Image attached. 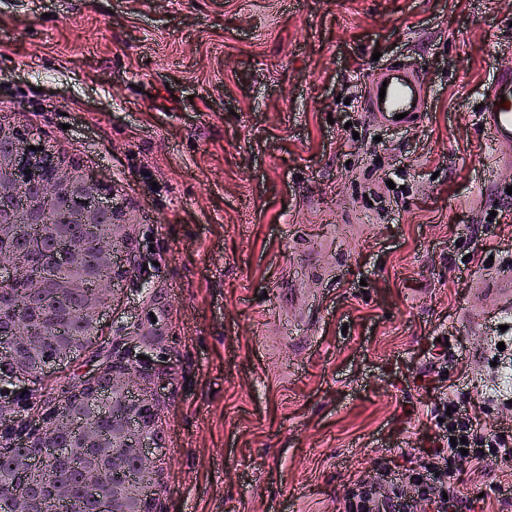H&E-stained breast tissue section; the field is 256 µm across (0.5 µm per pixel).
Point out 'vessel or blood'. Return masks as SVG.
I'll list each match as a JSON object with an SVG mask.
<instances>
[{
    "instance_id": "1",
    "label": "vessel or blood",
    "mask_w": 512,
    "mask_h": 512,
    "mask_svg": "<svg viewBox=\"0 0 512 512\" xmlns=\"http://www.w3.org/2000/svg\"><path fill=\"white\" fill-rule=\"evenodd\" d=\"M429 88L424 77L405 63L389 67L381 77L369 81L363 104L373 123L394 125L395 115H402L403 125L414 124L429 108ZM481 126L500 146L512 145V70L499 73L481 114ZM479 291H493L503 306L512 307V273L503 272L493 279L478 281Z\"/></svg>"
}]
</instances>
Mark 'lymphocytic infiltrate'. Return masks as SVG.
Instances as JSON below:
<instances>
[{"mask_svg": "<svg viewBox=\"0 0 512 512\" xmlns=\"http://www.w3.org/2000/svg\"><path fill=\"white\" fill-rule=\"evenodd\" d=\"M451 414L440 417L438 410H431V418L439 419L440 432L433 449L416 460L405 478L416 489L415 497H407L403 488H393L387 499H380L378 485L359 482L353 512H414L417 501L432 500L433 512H472L471 500L458 495L456 482L463 466L472 472L482 471L489 458L512 455V437L482 427L477 417L466 407L451 402ZM441 486L445 494L434 499L430 493L434 486Z\"/></svg>", "mask_w": 512, "mask_h": 512, "instance_id": "lymphocytic-infiltrate-1", "label": "lymphocytic infiltrate"}]
</instances>
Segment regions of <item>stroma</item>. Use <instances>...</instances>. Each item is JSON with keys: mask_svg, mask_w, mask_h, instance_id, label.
<instances>
[{"mask_svg": "<svg viewBox=\"0 0 512 512\" xmlns=\"http://www.w3.org/2000/svg\"><path fill=\"white\" fill-rule=\"evenodd\" d=\"M431 109L369 121L383 66ZM512 68V0H0V117L96 183L126 269L96 332L25 385L31 425L136 361L161 436L153 512H345L378 462L419 456L446 394L512 433V166L478 124ZM486 312L485 332L468 325ZM456 361L436 374L427 350ZM512 460L457 485L475 508ZM384 81H387L386 94L383 102H380L379 92ZM429 98V88L421 73L414 66L402 63L387 68L379 77L369 81L363 104L375 124L409 126L428 112ZM404 112H407L406 117L394 120L395 115ZM476 284L477 293L491 290L500 297L503 306L509 309L512 307V273L509 270L498 274L493 279L479 280Z\"/></svg>", "mask_w": 512, "mask_h": 512, "instance_id": "35a3bbf8", "label": "stroma"}]
</instances>
